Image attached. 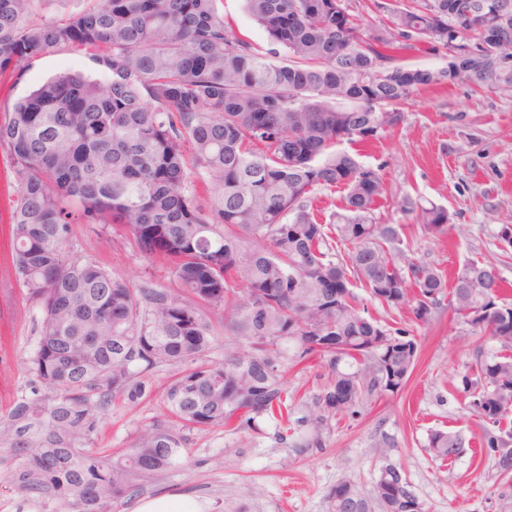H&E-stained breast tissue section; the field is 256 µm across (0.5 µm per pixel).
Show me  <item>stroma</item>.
Returning <instances> with one entry per match:
<instances>
[{"label":"stroma","mask_w":512,"mask_h":512,"mask_svg":"<svg viewBox=\"0 0 512 512\" xmlns=\"http://www.w3.org/2000/svg\"><path fill=\"white\" fill-rule=\"evenodd\" d=\"M78 71L101 78L84 57L53 51L39 57L22 80L0 77V120L19 98L60 72ZM404 119L372 144L342 142L359 163L380 169L385 192L376 203L382 221L403 227L411 257L432 263L453 276L465 263H491L508 285L512 303V247L499 237L512 228V89L472 90L442 85L416 90L403 106ZM17 185L5 153L0 152V415L28 394L32 377L25 361L36 345L34 316L21 288H9L10 260L3 246L9 197ZM433 203L447 210L451 228L439 239L423 237L402 201ZM68 248L112 272L140 283L151 278L169 286L162 265L147 263L120 234L100 232L93 224L72 227ZM361 305L389 328L416 336L420 357L406 387L364 409L354 418L333 419L320 448L303 447L306 426L288 420L292 437L281 443V426L266 418L237 431L217 427L193 431L178 469L128 493L114 512H132L138 499L167 492L194 494L203 512H328V493L341 482L368 494L382 461L400 466L426 512H512V477L500 476L495 454L481 446L485 424L467 408L462 381L474 375L477 350L496 353L493 339L477 340L469 325L442 308L428 324L411 322L408 313L385 310L365 289ZM168 378L148 376L151 398L136 404L116 398L109 404L94 448L111 454L128 447L146 425L163 421L161 392ZM291 408L325 386L324 368L312 363L286 374ZM469 439L470 448L447 461L427 449L430 430ZM11 462L0 460V512H65L54 500H34L9 484Z\"/></svg>","instance_id":"obj_1"}]
</instances>
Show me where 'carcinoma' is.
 Wrapping results in <instances>:
<instances>
[{"label":"carcinoma","mask_w":512,"mask_h":512,"mask_svg":"<svg viewBox=\"0 0 512 512\" xmlns=\"http://www.w3.org/2000/svg\"><path fill=\"white\" fill-rule=\"evenodd\" d=\"M51 0H0V75L20 80L49 51L84 55L101 85L63 72L17 100L0 122V149L17 180L9 217L13 279L39 313L26 361L34 386L0 416V458L17 460L10 485L70 512H112L130 490L183 463L184 431L252 427L288 407L285 373L320 360L327 384L300 405L307 448L337 416L355 417L403 390L419 344L358 303L366 288L390 310L427 324L443 301L474 334L512 346V304L481 262L452 288L402 249V227L382 224L379 169L336 145L368 143L403 120L422 87L512 88V10L475 23L460 0H373L386 16L365 24L350 0H242L267 37L262 49L224 19L221 0H85L48 18ZM296 16L288 26V13ZM463 41L442 71L397 54ZM346 191L343 212L320 221L318 189ZM423 236L448 231V213L411 204ZM123 230L171 286L138 285L66 249L71 225ZM351 245L332 256L331 235ZM233 339L224 362L206 359L215 317ZM171 372L169 423L144 428L113 455L92 450L112 399L151 396L147 375ZM468 408L495 450L512 437V355H480L464 380ZM459 434L432 430L437 459L462 453ZM354 499L341 482L329 512H416L402 469Z\"/></svg>","instance_id":"obj_1"}]
</instances>
